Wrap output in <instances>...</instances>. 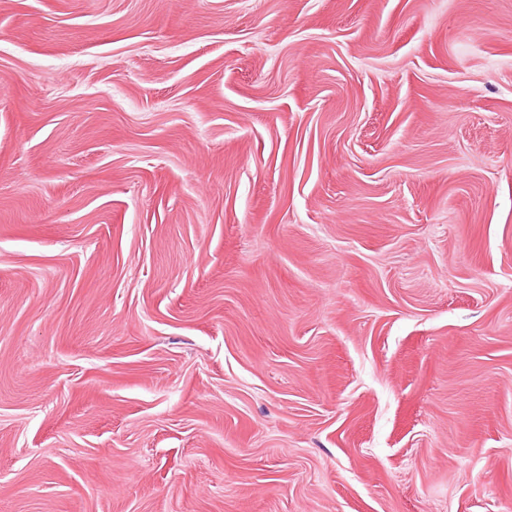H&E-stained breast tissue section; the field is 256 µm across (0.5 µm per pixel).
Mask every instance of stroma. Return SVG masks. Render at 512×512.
<instances>
[{"instance_id": "35a3bbf8", "label": "stroma", "mask_w": 512, "mask_h": 512, "mask_svg": "<svg viewBox=\"0 0 512 512\" xmlns=\"http://www.w3.org/2000/svg\"><path fill=\"white\" fill-rule=\"evenodd\" d=\"M0 512H512V0H0Z\"/></svg>"}]
</instances>
